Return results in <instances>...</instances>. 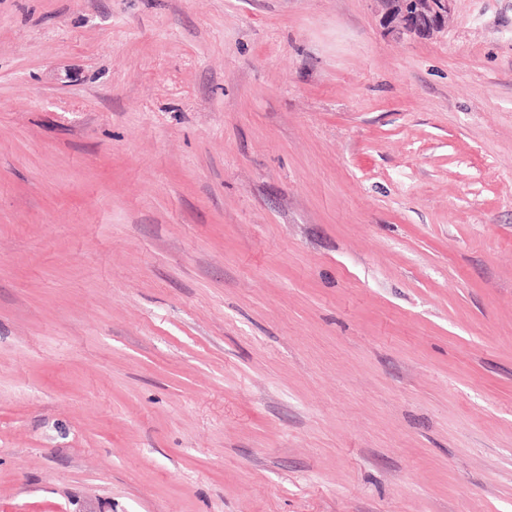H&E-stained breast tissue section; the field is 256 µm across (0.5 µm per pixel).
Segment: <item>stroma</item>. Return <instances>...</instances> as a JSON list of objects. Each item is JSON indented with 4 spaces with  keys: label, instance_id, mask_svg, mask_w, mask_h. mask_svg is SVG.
<instances>
[{
    "label": "stroma",
    "instance_id": "1",
    "mask_svg": "<svg viewBox=\"0 0 512 512\" xmlns=\"http://www.w3.org/2000/svg\"><path fill=\"white\" fill-rule=\"evenodd\" d=\"M0 0V512H512V0ZM453 0H385L383 23L409 34L430 35L442 28Z\"/></svg>",
    "mask_w": 512,
    "mask_h": 512
}]
</instances>
